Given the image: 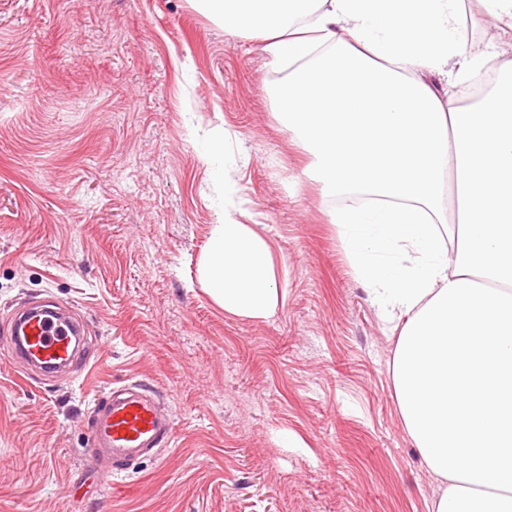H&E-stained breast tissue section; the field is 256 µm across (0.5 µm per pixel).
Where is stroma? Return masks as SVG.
<instances>
[{"mask_svg": "<svg viewBox=\"0 0 512 512\" xmlns=\"http://www.w3.org/2000/svg\"><path fill=\"white\" fill-rule=\"evenodd\" d=\"M281 73L195 0H0V512H430L397 338L272 111ZM228 179L286 289L266 320L199 281ZM40 299L80 316L87 365L11 361ZM129 382L174 433L116 477L90 426Z\"/></svg>", "mask_w": 512, "mask_h": 512, "instance_id": "35a3bbf8", "label": "stroma"}]
</instances>
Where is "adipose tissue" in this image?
Returning a JSON list of instances; mask_svg holds the SVG:
<instances>
[{"mask_svg":"<svg viewBox=\"0 0 512 512\" xmlns=\"http://www.w3.org/2000/svg\"><path fill=\"white\" fill-rule=\"evenodd\" d=\"M287 64L275 114L310 155L357 280L399 330L403 428L440 484L432 512H512V56L469 29H512V0H200ZM493 79L475 104L453 88ZM237 206L201 277L225 313L285 301L272 249Z\"/></svg>","mask_w":512,"mask_h":512,"instance_id":"adipose-tissue-1","label":"adipose tissue"}]
</instances>
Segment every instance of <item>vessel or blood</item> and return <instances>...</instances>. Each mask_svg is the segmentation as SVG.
Listing matches in <instances>:
<instances>
[{
    "instance_id": "1",
    "label": "vessel or blood",
    "mask_w": 512,
    "mask_h": 512,
    "mask_svg": "<svg viewBox=\"0 0 512 512\" xmlns=\"http://www.w3.org/2000/svg\"><path fill=\"white\" fill-rule=\"evenodd\" d=\"M11 356L34 374L48 376L78 365L88 348L80 321L49 304L17 313L8 326ZM173 421L135 385L113 388L91 423L92 452L110 457L116 471L171 439Z\"/></svg>"
}]
</instances>
